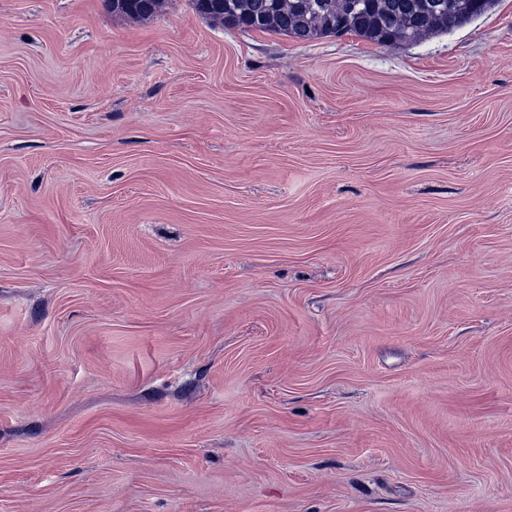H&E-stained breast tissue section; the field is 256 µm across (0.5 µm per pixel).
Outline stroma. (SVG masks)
<instances>
[{
    "instance_id": "stroma-1",
    "label": "stroma",
    "mask_w": 512,
    "mask_h": 512,
    "mask_svg": "<svg viewBox=\"0 0 512 512\" xmlns=\"http://www.w3.org/2000/svg\"><path fill=\"white\" fill-rule=\"evenodd\" d=\"M0 512H512V0H0ZM119 2L112 8L114 11H118L133 17L149 18L151 17L156 6L161 0H118ZM123 1V2H120ZM195 9L243 31L300 41L351 34L380 45L412 44L468 24L495 0H192Z\"/></svg>"
}]
</instances>
